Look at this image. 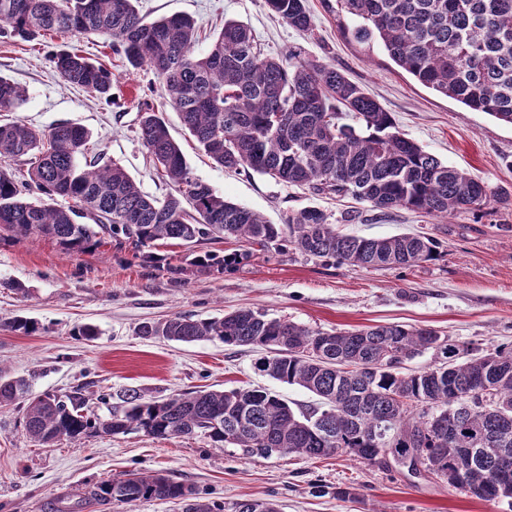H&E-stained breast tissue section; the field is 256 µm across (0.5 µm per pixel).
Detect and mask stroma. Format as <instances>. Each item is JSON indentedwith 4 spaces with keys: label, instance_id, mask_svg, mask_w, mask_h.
I'll return each instance as SVG.
<instances>
[{
    "label": "stroma",
    "instance_id": "stroma-1",
    "mask_svg": "<svg viewBox=\"0 0 512 512\" xmlns=\"http://www.w3.org/2000/svg\"><path fill=\"white\" fill-rule=\"evenodd\" d=\"M313 28L302 33L272 16L264 0H138L147 20L186 13L198 27L196 53H205L225 20L249 26L265 54L297 52L330 65L362 85L391 112L397 127L426 151L464 169L490 195L512 196V126L420 85L373 40L356 39L336 14V0H308ZM78 48L117 78L111 102L64 85L50 51ZM0 75L26 89L18 118L35 128L60 122L87 128L105 159L120 163L154 197L170 188L158 177L138 138L142 103L165 120L195 174L217 194L261 213L274 224L317 209L348 235L368 238L429 235L435 260L416 266L358 269L325 263L295 250L264 255L235 272L204 271L193 257L210 242L157 247L160 264L132 258L110 241L67 256L43 236L0 237V372L25 376L32 395L65 393L82 385L94 394L134 390L162 399L203 389H265L294 409L316 405L306 390L275 381L255 368L259 350L219 339L173 342L139 334L146 321L175 313L220 318L249 307L267 317L313 329L347 331L403 324L430 328L449 343L482 351L512 343V206L463 210L440 219L407 210L382 214L349 197H327L254 171L229 170L200 150L182 127L148 68L132 69L109 40L96 34H52L42 44L0 38ZM184 266L183 275L167 265ZM7 281L23 291L4 289ZM24 316L40 329L22 335L7 321ZM90 324L98 334L78 337ZM26 402L0 412V512H102L87 493L102 480L131 471L159 472L193 486L234 512L242 498L269 499L279 512H512L437 478L369 465L349 455L246 456L213 447L195 435L155 439L140 432L35 445L24 429Z\"/></svg>",
    "mask_w": 512,
    "mask_h": 512
}]
</instances>
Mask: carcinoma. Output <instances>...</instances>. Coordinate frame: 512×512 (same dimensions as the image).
Wrapping results in <instances>:
<instances>
[{"instance_id": "carcinoma-1", "label": "carcinoma", "mask_w": 512, "mask_h": 512, "mask_svg": "<svg viewBox=\"0 0 512 512\" xmlns=\"http://www.w3.org/2000/svg\"><path fill=\"white\" fill-rule=\"evenodd\" d=\"M136 2L0 0V37L105 36L133 69L153 71L185 129L225 168L348 195L381 212L400 207L446 217L493 202L512 205L507 196L491 199L482 181L406 137L376 98L336 68L294 52L267 56L251 29L231 19L198 55L193 17L148 21ZM265 3L290 27L312 29L307 0ZM336 12L354 22L356 38L379 42L424 87L512 125V0H336ZM49 57L63 83L112 101L110 69L76 49ZM25 100L22 85L0 76L1 113L17 111ZM139 138L173 186L163 200L146 195L120 164L91 154L90 134L81 126L39 130L19 118L0 122V231L48 237L69 256L107 237L131 246L132 257L143 262L155 259L160 241L224 243V253L195 259L218 272L235 270L257 251L280 255L289 246L353 268H408L438 254V243L423 235L343 234L315 209L290 215L285 224L268 222L203 182L148 105ZM140 332L263 349L256 369L314 394L318 406L298 413L270 391L244 387L159 400L128 392L101 417L89 411V395L77 386L31 398L26 434L43 446L131 431L160 439L200 434L216 448L249 456L345 453L369 465L387 453H413L449 486L512 504V472L500 476L504 463L512 466V345L476 353L432 329L398 324L323 332L250 308L213 319L179 313L146 322ZM426 350L436 352L434 364L398 371ZM27 393L25 378L0 375V410ZM90 498L99 505L175 500L182 512H224L161 473L103 481ZM235 512L278 509L245 499Z\"/></svg>"}]
</instances>
